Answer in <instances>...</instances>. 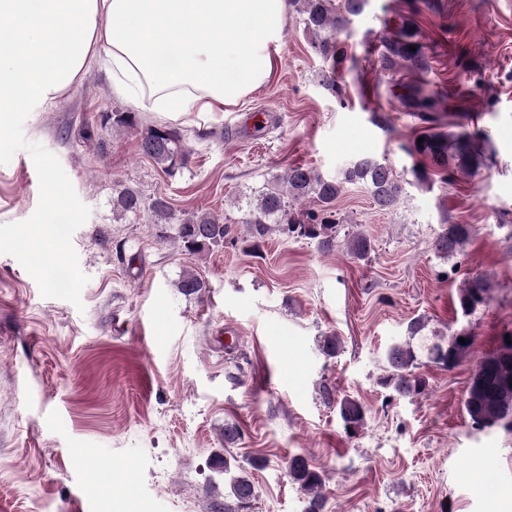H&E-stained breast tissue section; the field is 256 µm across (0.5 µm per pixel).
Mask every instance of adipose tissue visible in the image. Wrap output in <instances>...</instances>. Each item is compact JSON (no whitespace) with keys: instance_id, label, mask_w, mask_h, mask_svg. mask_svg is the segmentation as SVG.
I'll use <instances>...</instances> for the list:
<instances>
[{"instance_id":"1","label":"adipose tissue","mask_w":512,"mask_h":512,"mask_svg":"<svg viewBox=\"0 0 512 512\" xmlns=\"http://www.w3.org/2000/svg\"><path fill=\"white\" fill-rule=\"evenodd\" d=\"M288 0H0V112L52 101L98 59L146 112H220L265 83Z\"/></svg>"}]
</instances>
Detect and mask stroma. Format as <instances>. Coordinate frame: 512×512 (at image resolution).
Segmentation results:
<instances>
[{"instance_id":"35a3bbf8","label":"stroma","mask_w":512,"mask_h":512,"mask_svg":"<svg viewBox=\"0 0 512 512\" xmlns=\"http://www.w3.org/2000/svg\"><path fill=\"white\" fill-rule=\"evenodd\" d=\"M408 19L442 123L485 140L477 176L414 174V76L375 64ZM341 39L335 69L288 13L269 79L221 112L137 110L93 61L47 106L0 115V512H221L220 454L267 461L248 512H303L296 454L325 471V512H512V430L476 429L464 407L476 362L512 332V0H369ZM111 112L179 131L187 167L164 173L135 134L101 127ZM368 155L404 191L390 212L362 184L338 197L336 237L366 235L365 259L276 232L254 246L240 207L252 191L292 165L333 178ZM126 187L233 232L180 252L149 212L115 218ZM445 224L473 228L449 259L434 249ZM186 269L204 294L179 291ZM478 274L489 299L462 315L457 291ZM417 318L426 338L473 344L454 369L421 367L425 395L404 398L379 380ZM328 334L343 344L334 359L318 350ZM328 391L366 407L356 437ZM228 422L241 430L230 446Z\"/></svg>"}]
</instances>
